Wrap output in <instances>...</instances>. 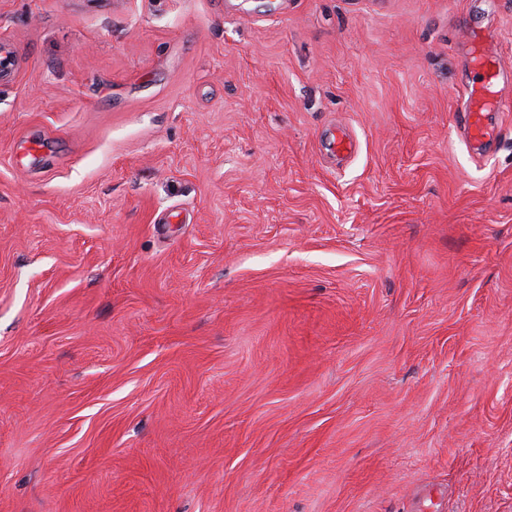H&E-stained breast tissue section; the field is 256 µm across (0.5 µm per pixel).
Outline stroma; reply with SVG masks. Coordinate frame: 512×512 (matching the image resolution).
I'll return each instance as SVG.
<instances>
[{
	"mask_svg": "<svg viewBox=\"0 0 512 512\" xmlns=\"http://www.w3.org/2000/svg\"><path fill=\"white\" fill-rule=\"evenodd\" d=\"M1 42L0 512H512V112L457 124L512 0H0Z\"/></svg>",
	"mask_w": 512,
	"mask_h": 512,
	"instance_id": "1",
	"label": "stroma"
}]
</instances>
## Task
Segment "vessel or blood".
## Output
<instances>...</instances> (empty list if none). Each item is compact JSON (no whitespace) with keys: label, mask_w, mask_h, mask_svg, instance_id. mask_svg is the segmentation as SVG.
<instances>
[{"label":"vessel or blood","mask_w":512,"mask_h":512,"mask_svg":"<svg viewBox=\"0 0 512 512\" xmlns=\"http://www.w3.org/2000/svg\"><path fill=\"white\" fill-rule=\"evenodd\" d=\"M469 63L477 78L463 89L460 115L466 138L479 141L490 134L491 113L504 112L512 106L497 95L498 85L508 78L498 56L477 45L470 49Z\"/></svg>","instance_id":"b4317fda"}]
</instances>
